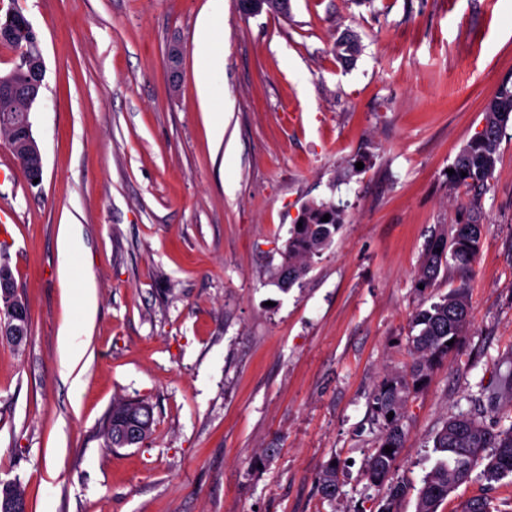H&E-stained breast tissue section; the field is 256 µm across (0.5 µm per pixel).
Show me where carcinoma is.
Instances as JSON below:
<instances>
[{
    "mask_svg": "<svg viewBox=\"0 0 512 512\" xmlns=\"http://www.w3.org/2000/svg\"><path fill=\"white\" fill-rule=\"evenodd\" d=\"M360 52V42L353 35L341 37L334 46L336 58L346 63L353 62ZM484 114L482 130L462 148L451 165L455 174L448 180L452 183L484 187L492 179L506 127L512 123V79L501 82ZM326 214L330 218L324 222ZM299 222L301 225H293L281 252L282 262L276 273V284L281 288L299 280L311 259L330 244L343 224V212L331 203L311 202L303 207ZM483 232L481 212L470 205L463 208L462 218L450 233H440L428 242L416 284L424 285L426 290L435 287L443 270L455 274L459 284L440 300L415 310L406 342L414 356L409 378L386 376L373 392L370 409L380 421L382 435L362 474L370 485L387 489L379 512H397L398 502L406 492L394 476L407 436L405 406L409 390L427 383L433 366L453 350L446 342L459 343L470 322L469 288L474 264L482 250ZM151 412L153 407L144 399H114L100 429L106 446L121 444L118 431L133 427ZM391 412L394 416L390 418ZM387 446L392 452H385ZM433 452L437 459L422 479L415 512H438L440 505L470 479L479 464L483 465L482 477L489 484L512 475V427L495 430L474 417L454 416L435 434ZM336 482V466L321 471L319 487L324 497L335 495Z\"/></svg>",
    "mask_w": 512,
    "mask_h": 512,
    "instance_id": "carcinoma-1",
    "label": "carcinoma"
}]
</instances>
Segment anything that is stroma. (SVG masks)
Wrapping results in <instances>:
<instances>
[{"label": "stroma", "mask_w": 512, "mask_h": 512, "mask_svg": "<svg viewBox=\"0 0 512 512\" xmlns=\"http://www.w3.org/2000/svg\"><path fill=\"white\" fill-rule=\"evenodd\" d=\"M208 0H0L38 35L46 74L31 114L43 178L0 143V232L28 304L29 342L0 340V480L28 512H379L361 471L381 437L369 396L411 362L426 245L477 200L484 242L456 351L411 393L397 475L415 512L433 438L451 416L512 426V124L487 190L447 170L512 76V0H290L287 16L224 0L210 112L195 72ZM355 33L362 52L340 63ZM224 114L215 146L211 112ZM344 222L292 287L274 285L304 203ZM80 225L83 245L62 256ZM83 331V364L58 335ZM117 396L146 399L154 432L110 449ZM338 467L324 499L320 472ZM512 476L479 472L440 506Z\"/></svg>", "instance_id": "35a3bbf8"}]
</instances>
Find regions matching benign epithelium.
<instances>
[{"label": "benign epithelium", "instance_id": "benign-epithelium-1", "mask_svg": "<svg viewBox=\"0 0 512 512\" xmlns=\"http://www.w3.org/2000/svg\"><path fill=\"white\" fill-rule=\"evenodd\" d=\"M36 36L30 21L19 11L6 13L5 22H0V39L19 42L15 51L14 68L24 74L26 86L11 82L0 83V119L5 121L13 133L12 149L23 154L32 168L31 179L42 178L43 163L38 144L32 136L30 113L13 106L21 91L29 98L38 95L43 87L45 67L41 54L33 53L28 39ZM28 306L19 294L13 274L6 266L0 267V338L15 346L25 344L29 336Z\"/></svg>", "mask_w": 512, "mask_h": 512}]
</instances>
